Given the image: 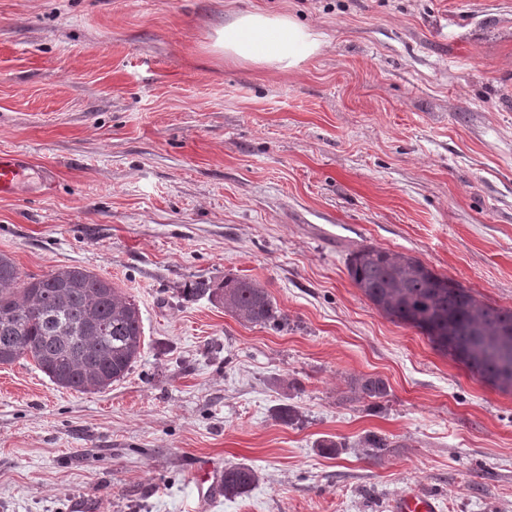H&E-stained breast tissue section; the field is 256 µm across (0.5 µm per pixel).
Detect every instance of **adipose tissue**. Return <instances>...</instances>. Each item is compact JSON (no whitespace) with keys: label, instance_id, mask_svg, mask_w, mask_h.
<instances>
[{"label":"adipose tissue","instance_id":"ef3b65f1","mask_svg":"<svg viewBox=\"0 0 512 512\" xmlns=\"http://www.w3.org/2000/svg\"><path fill=\"white\" fill-rule=\"evenodd\" d=\"M322 46L319 33L291 16L261 11L235 15L213 43L225 58L274 71L299 68Z\"/></svg>","mask_w":512,"mask_h":512}]
</instances>
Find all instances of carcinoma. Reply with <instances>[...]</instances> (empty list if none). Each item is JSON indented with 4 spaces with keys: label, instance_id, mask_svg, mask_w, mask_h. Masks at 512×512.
I'll list each match as a JSON object with an SVG mask.
<instances>
[{
    "label": "carcinoma",
    "instance_id": "obj_1",
    "mask_svg": "<svg viewBox=\"0 0 512 512\" xmlns=\"http://www.w3.org/2000/svg\"><path fill=\"white\" fill-rule=\"evenodd\" d=\"M346 269L379 313L417 329L435 350L482 381L512 392V309L480 300L416 256L374 244L352 252ZM183 294L206 297L244 323L267 326L281 318L266 289L252 280L195 281ZM142 334L137 304L110 280L78 266L24 278L0 254V365L29 356L60 387L101 391L129 373ZM352 391L359 400L376 401L388 395L389 386L381 377L365 376L353 382ZM364 444L374 456L391 447L388 437L375 433ZM258 482L253 467H228L224 498L245 495Z\"/></svg>",
    "mask_w": 512,
    "mask_h": 512
}]
</instances>
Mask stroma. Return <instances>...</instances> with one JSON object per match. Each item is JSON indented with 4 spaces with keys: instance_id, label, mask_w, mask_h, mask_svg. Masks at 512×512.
I'll list each match as a JSON object with an SVG mask.
<instances>
[{
    "instance_id": "stroma-1",
    "label": "stroma",
    "mask_w": 512,
    "mask_h": 512,
    "mask_svg": "<svg viewBox=\"0 0 512 512\" xmlns=\"http://www.w3.org/2000/svg\"><path fill=\"white\" fill-rule=\"evenodd\" d=\"M248 10L321 52L226 60L216 32ZM0 150L29 160L0 254L109 279L144 340L101 392L0 366V512H195L207 463L260 474L207 512H388L411 485L442 512H512V393L346 269L375 244L512 308V0H0ZM228 276L286 323L180 294ZM367 375L389 386L372 408L350 392ZM370 432L392 449L371 456Z\"/></svg>"
}]
</instances>
